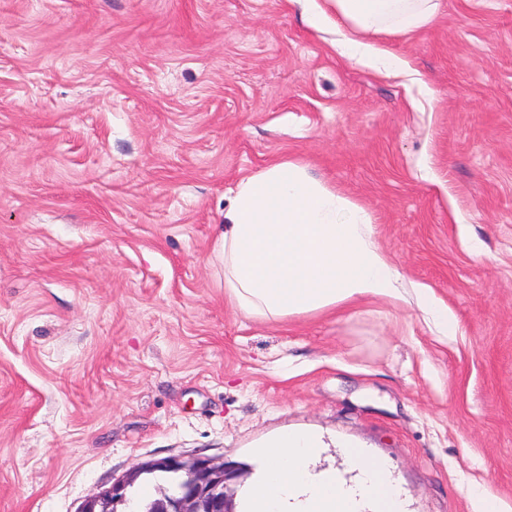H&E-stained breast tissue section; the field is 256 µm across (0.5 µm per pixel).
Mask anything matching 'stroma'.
<instances>
[{"label": "stroma", "instance_id": "1", "mask_svg": "<svg viewBox=\"0 0 512 512\" xmlns=\"http://www.w3.org/2000/svg\"><path fill=\"white\" fill-rule=\"evenodd\" d=\"M291 0H0V512H78L136 465L383 459L406 512L512 507V0L371 43ZM293 160L365 206L411 302L269 323L224 299L233 190ZM412 292L416 306L431 318L443 336L456 335L458 326L454 315L447 305L436 298L431 288L422 284H414Z\"/></svg>", "mask_w": 512, "mask_h": 512}]
</instances>
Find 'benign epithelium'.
<instances>
[{
  "label": "benign epithelium",
  "mask_w": 512,
  "mask_h": 512,
  "mask_svg": "<svg viewBox=\"0 0 512 512\" xmlns=\"http://www.w3.org/2000/svg\"><path fill=\"white\" fill-rule=\"evenodd\" d=\"M171 472L183 477L180 488L155 503L154 512H234L233 487L237 468L212 458L167 457L134 467L112 487L85 499L78 512H117L131 486L146 472Z\"/></svg>",
  "instance_id": "1"
}]
</instances>
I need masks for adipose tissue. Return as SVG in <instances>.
Segmentation results:
<instances>
[{
	"mask_svg": "<svg viewBox=\"0 0 512 512\" xmlns=\"http://www.w3.org/2000/svg\"><path fill=\"white\" fill-rule=\"evenodd\" d=\"M348 25L339 46L381 70L405 63L369 34H410L432 23L441 0H330ZM361 206L313 179L305 166L279 161L241 180L224 213L216 251L224 264V296L249 316L278 321L294 314L346 309L413 295L442 334L456 335L448 306L422 284L404 290L400 276L371 239ZM323 445L308 431L285 430L257 453L253 476L239 489L243 512H404L397 486L380 460L345 447L357 476L314 471Z\"/></svg>",
	"mask_w": 512,
	"mask_h": 512,
	"instance_id": "1",
	"label": "adipose tissue"
}]
</instances>
